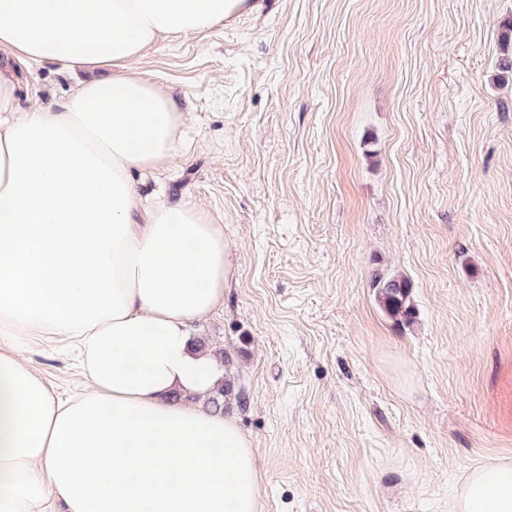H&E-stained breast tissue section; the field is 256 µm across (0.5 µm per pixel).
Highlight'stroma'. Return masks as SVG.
<instances>
[{
    "instance_id": "stroma-1",
    "label": "stroma",
    "mask_w": 512,
    "mask_h": 512,
    "mask_svg": "<svg viewBox=\"0 0 512 512\" xmlns=\"http://www.w3.org/2000/svg\"><path fill=\"white\" fill-rule=\"evenodd\" d=\"M138 61L189 121L143 191L212 213L231 353L224 413L255 450L259 512H448L512 457V0H256ZM109 71L17 67L48 106ZM412 285L414 323L373 282ZM29 365L67 395L63 343Z\"/></svg>"
}]
</instances>
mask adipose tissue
<instances>
[{
	"instance_id": "ef3b65f1",
	"label": "adipose tissue",
	"mask_w": 512,
	"mask_h": 512,
	"mask_svg": "<svg viewBox=\"0 0 512 512\" xmlns=\"http://www.w3.org/2000/svg\"><path fill=\"white\" fill-rule=\"evenodd\" d=\"M237 2L0 0V53L112 69L28 108L0 70V512H257L250 441L203 406L224 370L192 343L224 302V227L179 200L144 207L137 181L186 127L137 62ZM37 336L76 351L70 396L23 359ZM449 512H512V458L470 468Z\"/></svg>"
}]
</instances>
